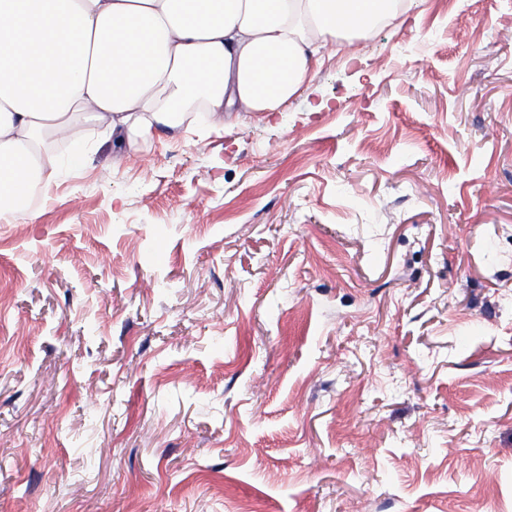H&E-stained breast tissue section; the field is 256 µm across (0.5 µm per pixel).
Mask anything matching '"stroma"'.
<instances>
[{"mask_svg": "<svg viewBox=\"0 0 512 512\" xmlns=\"http://www.w3.org/2000/svg\"><path fill=\"white\" fill-rule=\"evenodd\" d=\"M39 196L0 512H512V0H408L268 120L81 126Z\"/></svg>", "mask_w": 512, "mask_h": 512, "instance_id": "35a3bbf8", "label": "stroma"}]
</instances>
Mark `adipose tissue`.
Listing matches in <instances>:
<instances>
[{
    "instance_id": "obj_1",
    "label": "adipose tissue",
    "mask_w": 512,
    "mask_h": 512,
    "mask_svg": "<svg viewBox=\"0 0 512 512\" xmlns=\"http://www.w3.org/2000/svg\"><path fill=\"white\" fill-rule=\"evenodd\" d=\"M398 0H0V220L50 186L44 133L79 121L138 151L200 100L212 124L271 118L328 47L394 17Z\"/></svg>"
}]
</instances>
